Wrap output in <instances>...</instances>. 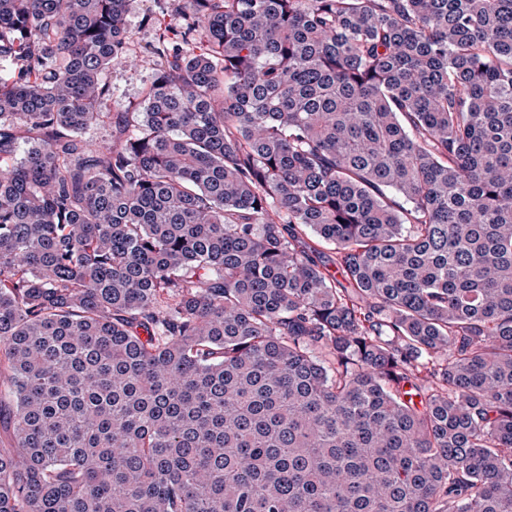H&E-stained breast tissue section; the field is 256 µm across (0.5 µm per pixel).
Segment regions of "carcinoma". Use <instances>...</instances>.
Instances as JSON below:
<instances>
[{
    "mask_svg": "<svg viewBox=\"0 0 512 512\" xmlns=\"http://www.w3.org/2000/svg\"><path fill=\"white\" fill-rule=\"evenodd\" d=\"M128 2L0 0V512H512V0H183L113 112Z\"/></svg>",
    "mask_w": 512,
    "mask_h": 512,
    "instance_id": "obj_1",
    "label": "carcinoma"
}]
</instances>
